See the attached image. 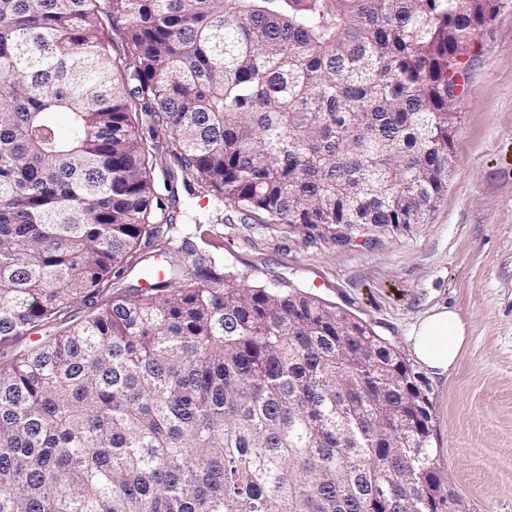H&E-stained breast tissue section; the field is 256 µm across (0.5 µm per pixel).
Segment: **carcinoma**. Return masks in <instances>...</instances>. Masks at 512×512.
<instances>
[{
  "label": "carcinoma",
  "instance_id": "obj_1",
  "mask_svg": "<svg viewBox=\"0 0 512 512\" xmlns=\"http://www.w3.org/2000/svg\"><path fill=\"white\" fill-rule=\"evenodd\" d=\"M97 2L0 0V512H441L392 344L192 249L150 279L136 103L223 203L308 239L408 233L446 191L450 102L501 0H111L121 69ZM137 266L149 286L105 300ZM97 5L104 30L112 38V57L116 64L124 66L127 52L123 36L119 31L113 30L109 22V14L112 10L111 0H98Z\"/></svg>",
  "mask_w": 512,
  "mask_h": 512
}]
</instances>
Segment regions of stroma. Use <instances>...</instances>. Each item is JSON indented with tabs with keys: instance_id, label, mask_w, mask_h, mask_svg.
Here are the masks:
<instances>
[{
	"instance_id": "1",
	"label": "stroma",
	"mask_w": 512,
	"mask_h": 512,
	"mask_svg": "<svg viewBox=\"0 0 512 512\" xmlns=\"http://www.w3.org/2000/svg\"><path fill=\"white\" fill-rule=\"evenodd\" d=\"M453 102L454 173L429 223L376 241L307 243L257 212L216 204L205 184L158 159L156 198L175 241L266 282L286 278L391 342L423 378L433 443L471 512H512V5L475 37ZM468 336L436 375L410 330L438 308Z\"/></svg>"
}]
</instances>
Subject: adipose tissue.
<instances>
[{"instance_id":"1","label":"adipose tissue","mask_w":512,"mask_h":512,"mask_svg":"<svg viewBox=\"0 0 512 512\" xmlns=\"http://www.w3.org/2000/svg\"><path fill=\"white\" fill-rule=\"evenodd\" d=\"M410 338L421 362L433 372L442 374L457 360L466 330L456 313L442 308L420 319Z\"/></svg>"}]
</instances>
